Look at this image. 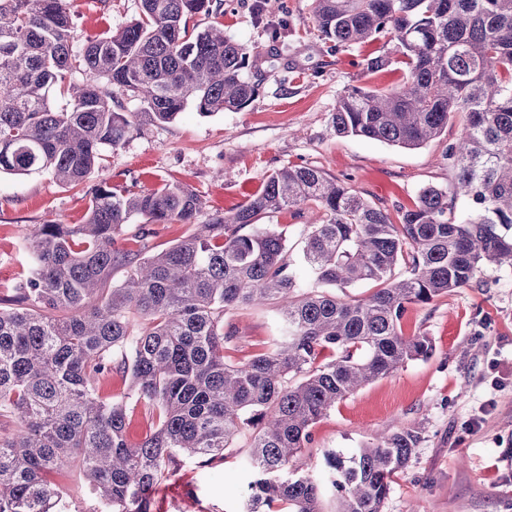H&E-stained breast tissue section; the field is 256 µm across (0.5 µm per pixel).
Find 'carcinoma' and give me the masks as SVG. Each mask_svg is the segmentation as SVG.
Returning a JSON list of instances; mask_svg holds the SVG:
<instances>
[{"label": "carcinoma", "instance_id": "obj_1", "mask_svg": "<svg viewBox=\"0 0 512 512\" xmlns=\"http://www.w3.org/2000/svg\"><path fill=\"white\" fill-rule=\"evenodd\" d=\"M214 8L140 0L126 26L77 49L65 0H0V173L79 184L139 116L168 123L189 106L205 116L246 108L257 59L224 29H198L195 17ZM313 18L330 52L383 39L391 51L364 69L403 71L395 87L345 92L331 114L336 135L412 149L459 117L451 190L422 188L395 223L320 169L285 165L247 204L156 255L142 254L146 225L191 224L200 209L187 185L129 194L102 182L85 223L34 227L16 306L0 309V414L17 419L0 437V512H72L54 476L75 461L95 512H152L158 486L189 464L224 463L242 437L253 473L246 512H325L326 483L334 512H381L421 441L417 427L332 458L325 483L288 467L336 402L432 356L428 337L402 333L407 305L465 287L485 264L512 268V234L500 230L512 228V0H314ZM119 94L140 111H116ZM55 96L68 107L55 109ZM458 198L470 206L461 222ZM311 207L321 218L305 238L312 282L302 286L286 232L257 220ZM137 216L138 249L118 247ZM119 269L123 282L107 287ZM355 284L375 289L336 296ZM264 303L276 306L277 335L227 363L238 336L225 314ZM114 370L129 374V393L103 400L97 389ZM132 400L156 419L135 446Z\"/></svg>", "mask_w": 512, "mask_h": 512}]
</instances>
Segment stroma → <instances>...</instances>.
I'll return each instance as SVG.
<instances>
[{"mask_svg":"<svg viewBox=\"0 0 512 512\" xmlns=\"http://www.w3.org/2000/svg\"><path fill=\"white\" fill-rule=\"evenodd\" d=\"M78 44L128 24L138 0H68ZM256 0H222L216 18L250 53L265 54L266 25ZM286 24L273 63H261L258 96L245 109L211 116L187 107L172 122L142 124L82 183L63 186L49 174L0 175V306L9 307L27 274V241L38 224H80L90 190L109 182L139 193L166 183L194 188L200 224L238 209L284 165L313 166L388 213L413 207L426 185L450 188L448 147L460 135L450 121L439 138L416 149L339 137L330 125L338 100L354 85H393L399 72H365L361 60L381 44L330 54L313 21V0H280ZM240 363L277 333L271 308L230 312ZM408 336L428 337L434 354L406 363L338 402L310 430L297 463L324 473L327 458L407 426L422 440L407 469L394 477L381 512H512V269L482 266L469 286L408 305ZM252 479L243 454L201 471L186 467L155 498L153 512H245Z\"/></svg>","mask_w":512,"mask_h":512,"instance_id":"obj_1","label":"stroma"}]
</instances>
